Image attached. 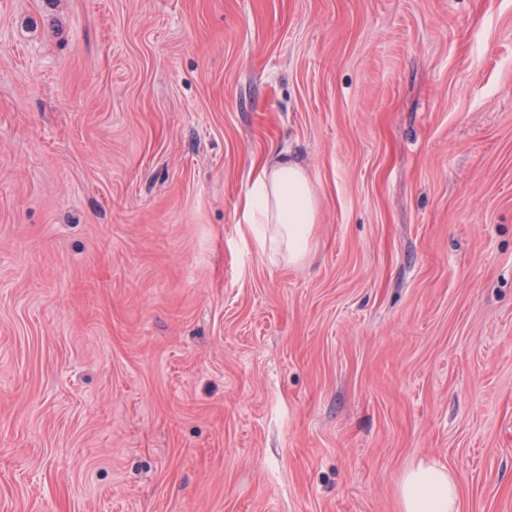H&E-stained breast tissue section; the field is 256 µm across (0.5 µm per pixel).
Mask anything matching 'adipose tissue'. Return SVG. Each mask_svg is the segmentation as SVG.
<instances>
[{
	"label": "adipose tissue",
	"mask_w": 512,
	"mask_h": 512,
	"mask_svg": "<svg viewBox=\"0 0 512 512\" xmlns=\"http://www.w3.org/2000/svg\"><path fill=\"white\" fill-rule=\"evenodd\" d=\"M317 210L307 169L282 152L254 178L244 219L272 257L296 264L309 249ZM401 502L403 512H461L458 478L447 466L420 461L403 478Z\"/></svg>",
	"instance_id": "1"
}]
</instances>
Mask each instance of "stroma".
<instances>
[{
  "label": "stroma",
  "mask_w": 512,
  "mask_h": 512,
  "mask_svg": "<svg viewBox=\"0 0 512 512\" xmlns=\"http://www.w3.org/2000/svg\"><path fill=\"white\" fill-rule=\"evenodd\" d=\"M423 459L512 512V0H0V512H401ZM318 202L307 169L281 152L253 180L244 219L257 225L272 257L299 263L307 254L317 220Z\"/></svg>",
  "instance_id": "stroma-1"
}]
</instances>
